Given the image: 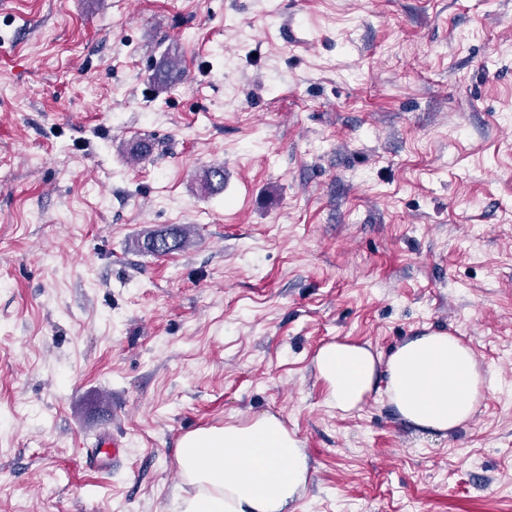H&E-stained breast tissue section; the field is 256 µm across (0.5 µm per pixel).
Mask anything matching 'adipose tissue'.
<instances>
[{
    "mask_svg": "<svg viewBox=\"0 0 512 512\" xmlns=\"http://www.w3.org/2000/svg\"><path fill=\"white\" fill-rule=\"evenodd\" d=\"M316 367L337 410L360 407L382 377L403 419L445 435L473 418L487 383L472 349L447 332L410 337L382 371L369 348L344 342L322 347ZM176 462L190 488L178 496V512H286L309 470L303 448L268 415L184 435Z\"/></svg>",
    "mask_w": 512,
    "mask_h": 512,
    "instance_id": "obj_1",
    "label": "adipose tissue"
}]
</instances>
